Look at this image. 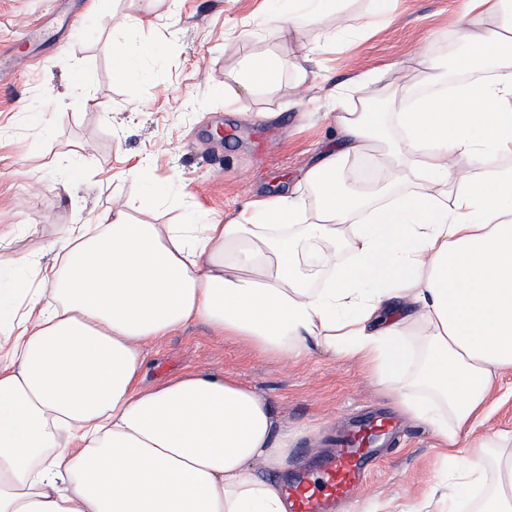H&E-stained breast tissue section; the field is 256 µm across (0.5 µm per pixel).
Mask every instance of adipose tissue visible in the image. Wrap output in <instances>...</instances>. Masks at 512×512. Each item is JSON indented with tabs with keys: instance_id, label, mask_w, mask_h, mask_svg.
<instances>
[{
	"instance_id": "adipose-tissue-1",
	"label": "adipose tissue",
	"mask_w": 512,
	"mask_h": 512,
	"mask_svg": "<svg viewBox=\"0 0 512 512\" xmlns=\"http://www.w3.org/2000/svg\"><path fill=\"white\" fill-rule=\"evenodd\" d=\"M338 2L270 0L261 22L304 59V27ZM508 14L512 0H464L454 60L418 52L355 102L337 87L336 137L306 194L258 199L225 224L113 209L44 246L38 286L0 279V512H288V433L266 398L231 373L141 385L147 347L195 322L272 358L319 348L362 363L407 418L466 454L433 489L441 512L489 456L479 512H512V452L475 432L512 373ZM452 67L470 80L449 85ZM287 71L258 54L237 81L254 95ZM364 159L382 177L359 194L343 174ZM309 263L327 271L321 287Z\"/></svg>"
}]
</instances>
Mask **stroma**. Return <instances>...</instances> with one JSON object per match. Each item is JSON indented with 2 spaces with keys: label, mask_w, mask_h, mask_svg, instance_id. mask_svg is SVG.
Listing matches in <instances>:
<instances>
[{
  "label": "stroma",
  "mask_w": 512,
  "mask_h": 512,
  "mask_svg": "<svg viewBox=\"0 0 512 512\" xmlns=\"http://www.w3.org/2000/svg\"><path fill=\"white\" fill-rule=\"evenodd\" d=\"M463 0H398L394 23L362 26L372 0H344L308 27L319 47L306 88L288 83L251 97L235 71L253 54L288 56L291 46L258 19L265 0H0V253L36 259L75 224L126 206L133 221L177 224L187 203L209 218L234 219L259 194L297 185L334 133L325 102L336 86L403 76L412 55L446 58L458 46L448 20ZM128 20L113 30L107 16ZM26 41H18L22 30ZM340 32L342 47L323 49ZM153 44L129 81L112 77L115 50ZM47 112L46 130L32 112ZM223 137H215V129ZM141 167L140 176L130 173ZM163 194L141 205L148 188ZM188 371L231 372L271 403L288 429V470L303 469L360 412L396 403L360 363L315 351L293 362L214 339L193 323L146 350L144 385ZM395 444L350 512L394 501L411 512L446 474L448 462L423 423L402 419ZM480 433L512 438V376L504 377Z\"/></svg>",
  "instance_id": "stroma-1"
}]
</instances>
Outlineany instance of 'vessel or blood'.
Here are the masks:
<instances>
[{
  "instance_id": "b4317fda",
  "label": "vessel or blood",
  "mask_w": 512,
  "mask_h": 512,
  "mask_svg": "<svg viewBox=\"0 0 512 512\" xmlns=\"http://www.w3.org/2000/svg\"><path fill=\"white\" fill-rule=\"evenodd\" d=\"M389 425L385 418L361 421L339 438L336 453L321 463L316 477H291L287 487L289 512H343L374 466L373 436Z\"/></svg>"
}]
</instances>
